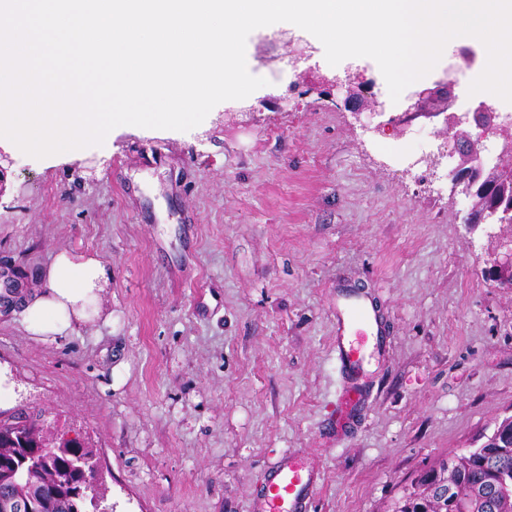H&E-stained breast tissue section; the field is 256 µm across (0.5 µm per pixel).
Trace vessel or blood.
I'll list each match as a JSON object with an SVG mask.
<instances>
[{"label": "vessel or blood", "mask_w": 512, "mask_h": 512, "mask_svg": "<svg viewBox=\"0 0 512 512\" xmlns=\"http://www.w3.org/2000/svg\"><path fill=\"white\" fill-rule=\"evenodd\" d=\"M335 352L341 370L347 373L362 371L364 357L351 335L356 327L366 334H381L380 318L374 307L354 293H345L336 299L334 312ZM321 482L318 473L305 469L291 458L282 459L270 471L260 496L253 499L252 512H307Z\"/></svg>", "instance_id": "vessel-or-blood-1"}]
</instances>
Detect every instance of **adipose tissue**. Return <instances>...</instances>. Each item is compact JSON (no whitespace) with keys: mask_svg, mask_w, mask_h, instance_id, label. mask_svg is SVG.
<instances>
[{"mask_svg":"<svg viewBox=\"0 0 512 512\" xmlns=\"http://www.w3.org/2000/svg\"><path fill=\"white\" fill-rule=\"evenodd\" d=\"M111 279V269L99 256L57 253L43 275L42 290L22 302L27 331L45 343L78 334L100 317V296Z\"/></svg>","mask_w":512,"mask_h":512,"instance_id":"adipose-tissue-1","label":"adipose tissue"}]
</instances>
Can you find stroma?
Here are the masks:
<instances>
[{
  "label": "stroma",
  "mask_w": 512,
  "mask_h": 512,
  "mask_svg": "<svg viewBox=\"0 0 512 512\" xmlns=\"http://www.w3.org/2000/svg\"><path fill=\"white\" fill-rule=\"evenodd\" d=\"M452 55L454 111L483 70ZM246 62L267 86L186 131L131 125L72 157L0 138V265L43 285L60 251L112 269L111 322L42 343L0 307V410L42 413L93 447L112 512H250L298 454L322 481L312 512H386L441 458L512 416V293L489 276L486 226L441 176L403 157L437 148L412 90L365 130L303 36L260 31ZM378 311L360 399L333 350L338 293Z\"/></svg>",
  "instance_id": "obj_1"
}]
</instances>
